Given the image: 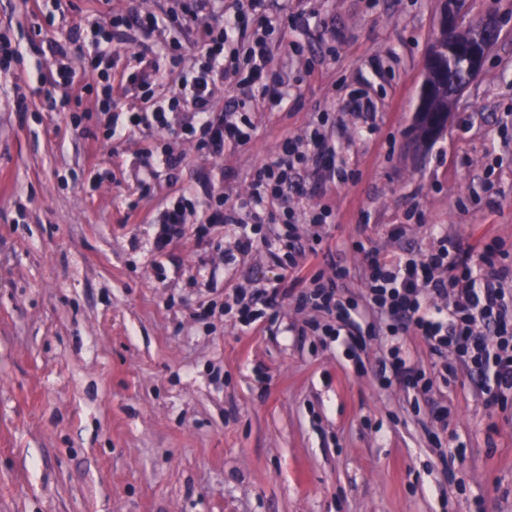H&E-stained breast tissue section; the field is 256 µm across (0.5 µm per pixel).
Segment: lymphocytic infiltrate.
Returning <instances> with one entry per match:
<instances>
[{"label": "lymphocytic infiltrate", "mask_w": 512, "mask_h": 512, "mask_svg": "<svg viewBox=\"0 0 512 512\" xmlns=\"http://www.w3.org/2000/svg\"><path fill=\"white\" fill-rule=\"evenodd\" d=\"M175 2L165 17L148 14L130 21L116 16L111 30L94 29L93 64L79 73L64 69L62 101L80 100L83 91L98 83L107 111H116L121 98L139 99L135 124L164 131L170 126L169 113H177L182 133L195 141L202 155L245 146L253 134L248 112L275 109L288 94L286 73L272 66L271 40L274 32L287 27L288 17L276 0ZM162 25L196 31L198 38L189 47L175 45L162 58L151 45H143L136 65L124 70L118 69L116 57L103 50L114 41L149 37ZM221 86L239 90L234 108H215L214 94ZM329 127L328 113H319L303 134L288 138L279 153L254 169L246 198L233 203L226 194L215 196V209L195 230L186 227L191 201L181 196L169 203L157 218L156 252L170 255L187 233L201 238L209 225L224 224L233 227L236 248L246 254L257 246L263 225H278L274 256L287 258L289 273L259 296L237 294L240 322L253 325L263 318L264 307L288 297L298 309L322 314V321L312 322L311 327L326 336L361 335L363 319L372 315L383 320L386 335L394 339L412 332L421 336L430 353H452L481 377L487 405L505 403L512 396V290L506 287L512 266L501 263L499 241L470 245L442 235L425 252L391 260L367 254L359 301L339 288L349 275L346 267L333 265L329 277L319 270L306 274V267L319 257L316 244L322 236L314 234V246L304 251L297 245L298 229L303 224L318 228L329 223L333 210L326 205L306 212L294 206L293 194L303 191L297 177L303 170L325 184L354 177L339 158ZM381 364L382 384L395 379L405 387L428 391L424 371L395 343Z\"/></svg>", "instance_id": "1"}]
</instances>
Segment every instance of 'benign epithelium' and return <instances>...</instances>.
I'll return each mask as SVG.
<instances>
[{"label": "benign epithelium", "mask_w": 512, "mask_h": 512, "mask_svg": "<svg viewBox=\"0 0 512 512\" xmlns=\"http://www.w3.org/2000/svg\"><path fill=\"white\" fill-rule=\"evenodd\" d=\"M440 28L444 38L430 48L423 68L420 102L416 109V121L426 112L438 114L442 121L433 125L431 135L441 133L447 125L444 118L450 115L462 92L480 74L487 54L499 39L501 25L491 14H469L467 0H442ZM462 61L466 78L453 87L442 83V71L446 64Z\"/></svg>", "instance_id": "7a95c632"}]
</instances>
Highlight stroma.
<instances>
[{
    "mask_svg": "<svg viewBox=\"0 0 512 512\" xmlns=\"http://www.w3.org/2000/svg\"><path fill=\"white\" fill-rule=\"evenodd\" d=\"M281 3L274 60L296 42L313 69L294 68L281 108L251 113L248 145L207 158L176 130L131 126V98L105 143L100 87L53 105L57 47L81 68L95 25L172 0H0V41L20 50L0 73V512H512V401L487 405L464 363L439 379L410 334L431 391L380 387L386 336L330 340L288 301L249 328L225 313L236 291L275 286L267 249L239 253L220 224L173 256L153 249L166 204L199 201V224L210 192L244 195L320 111L355 176L304 175L297 204L332 207L322 234L347 295L364 289L359 242L387 257L440 235L512 252V0H470L509 25L427 143L415 117L441 0ZM351 92L373 104V133L345 110ZM163 150L181 164L143 191Z\"/></svg>",
    "mask_w": 512,
    "mask_h": 512,
    "instance_id": "stroma-1",
    "label": "stroma"
}]
</instances>
